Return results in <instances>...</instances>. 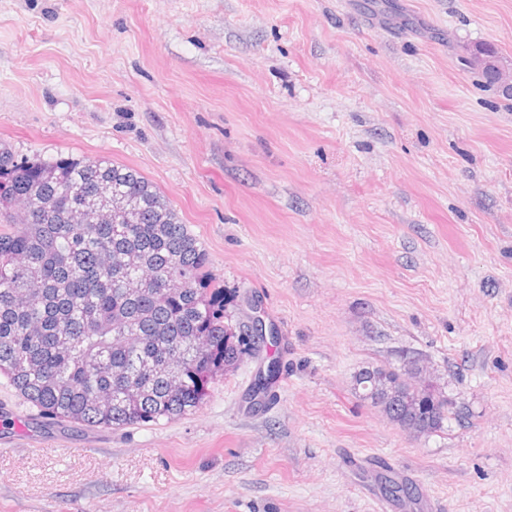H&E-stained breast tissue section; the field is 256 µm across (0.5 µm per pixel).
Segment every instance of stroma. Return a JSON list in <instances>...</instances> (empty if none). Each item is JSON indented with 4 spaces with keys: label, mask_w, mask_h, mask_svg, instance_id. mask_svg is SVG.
I'll list each match as a JSON object with an SVG mask.
<instances>
[{
    "label": "stroma",
    "mask_w": 512,
    "mask_h": 512,
    "mask_svg": "<svg viewBox=\"0 0 512 512\" xmlns=\"http://www.w3.org/2000/svg\"><path fill=\"white\" fill-rule=\"evenodd\" d=\"M512 0H0V148L140 172L282 375L247 358L195 412L42 415L0 376V512H512ZM417 361L452 411L389 421L356 375ZM473 56L484 57L487 60L486 66L483 67L474 64ZM470 59L472 64L481 71L487 82L497 85L502 89V93L506 97L512 98V85H505L506 73H510L509 68L503 63V61L491 47L486 45H477L472 47L470 49Z\"/></svg>",
    "instance_id": "1"
}]
</instances>
